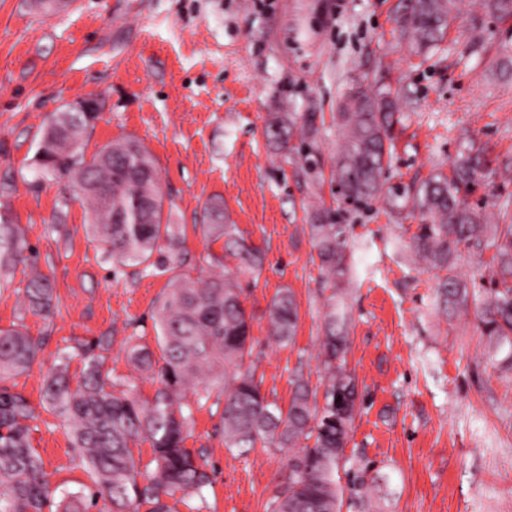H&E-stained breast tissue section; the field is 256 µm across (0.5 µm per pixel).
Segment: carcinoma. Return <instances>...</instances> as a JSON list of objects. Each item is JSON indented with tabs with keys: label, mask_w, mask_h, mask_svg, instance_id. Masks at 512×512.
<instances>
[{
	"label": "carcinoma",
	"mask_w": 512,
	"mask_h": 512,
	"mask_svg": "<svg viewBox=\"0 0 512 512\" xmlns=\"http://www.w3.org/2000/svg\"><path fill=\"white\" fill-rule=\"evenodd\" d=\"M489 14L512 16V0H485ZM457 18V0H399L393 16L412 55L431 51L442 42ZM396 94L367 92L356 85L345 95L338 126L343 142L338 147L332 182L347 188L353 208L385 198L403 200L421 215L407 243L412 260L443 273L438 285L439 304L453 316L474 305L481 336L491 354L512 371V202L493 213L471 202L495 171L490 151L471 141L460 146L449 171L436 170L422 184L392 188L385 177L395 125ZM99 114L54 112L43 129L34 158L37 173L65 178L79 191L91 212L89 230L95 241L119 266L142 267L170 274V288L154 310L158 324L160 358L146 347L129 348L130 360L157 377L159 387L151 400H141L131 389H119L103 374V353L112 337L77 348L82 369L77 380L69 372L73 354L64 353L45 380L46 407L60 420L70 445L89 475L91 485L77 492L58 491L32 446L30 421L35 409L21 393L5 383L29 371L41 350V341L21 326L0 329V512H92L99 502L112 512H173L168 499L202 496L211 484L195 452L185 446L193 421L192 404L210 394L187 399V386L199 377L219 372L224 379L221 414L224 448L247 454L257 443L294 448L301 439H314L288 458L292 477L274 498L270 512H340L343 489L336 469L354 420L358 403L356 378L346 367L349 346L344 313L330 305L326 314L321 354L325 375L323 404L307 380H293L287 410L268 401L263 378L249 361L252 356L253 315L242 301L239 279L258 278L263 270L261 252L247 244L235 224L224 223V200L212 198L203 223L195 232L210 244L223 242L224 256H210L224 272L205 279L181 271L185 226L165 224L164 195L159 173L148 148L134 138H118L85 159L86 133ZM301 122L304 136L317 134L311 115L276 117L269 126L272 139L287 146L285 122ZM311 240L321 268L339 288L350 272L346 225L310 224ZM27 250L17 224L0 219V280L5 282ZM491 250L492 288L468 285L457 274L465 251ZM25 301L35 315H51L54 289L49 278L34 275L25 288ZM270 338L294 339L299 306L288 289L269 304ZM150 443L147 463L135 458L133 445Z\"/></svg>",
	"instance_id": "1"
}]
</instances>
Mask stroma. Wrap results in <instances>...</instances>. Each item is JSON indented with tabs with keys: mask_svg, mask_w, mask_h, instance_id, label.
Wrapping results in <instances>:
<instances>
[{
	"mask_svg": "<svg viewBox=\"0 0 512 512\" xmlns=\"http://www.w3.org/2000/svg\"><path fill=\"white\" fill-rule=\"evenodd\" d=\"M398 0H74L37 12L32 0H0V216L20 225L29 255L52 282V316L29 312L27 265L0 282V328L24 326L43 346L18 392L36 409L32 444L54 483L76 491L89 477L60 421L42 409L44 376L59 354L108 334L104 371L145 399L156 382L127 359L129 339L157 350L152 311L164 275L113 267L86 233L88 207L69 181L32 165L51 113L99 99L86 153L122 137L152 153L176 224L203 220L212 197L228 223L264 257L259 278H241L253 315L252 359L263 390L288 407L292 381L319 386L320 343L333 284L308 226L328 212L347 225L343 286L359 393L341 487L369 485L366 504L344 496L341 512H512V372L482 337L475 307L446 316L438 279L406 245L420 222L411 207L378 199L344 210L330 182L341 130L337 105L349 87L398 91L391 186L418 183L448 165L466 139L512 158V19L483 0H461L440 47L409 56L394 29ZM310 113L309 139L292 130L287 148L269 141L274 113ZM282 288L299 305L294 341L268 338V305ZM206 405L186 441L203 452L212 483L177 512H268L287 484L288 452L257 444L224 447V391L201 378Z\"/></svg>",
	"mask_w": 512,
	"mask_h": 512,
	"instance_id": "1",
	"label": "stroma"
}]
</instances>
